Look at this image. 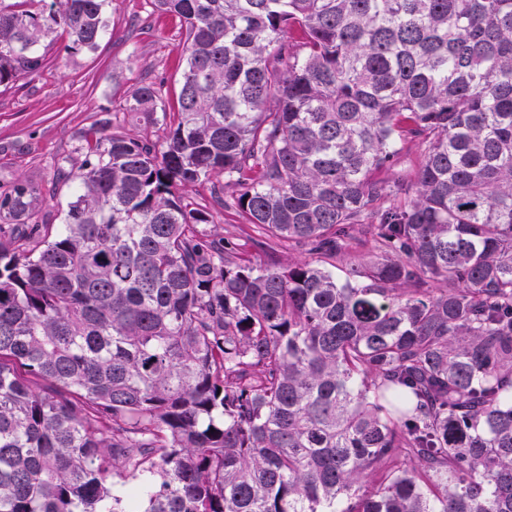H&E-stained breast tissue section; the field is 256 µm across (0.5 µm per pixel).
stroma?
Returning <instances> with one entry per match:
<instances>
[{"mask_svg":"<svg viewBox=\"0 0 512 512\" xmlns=\"http://www.w3.org/2000/svg\"><path fill=\"white\" fill-rule=\"evenodd\" d=\"M112 32L95 53L64 61L49 53L45 69L0 89V186L16 178L38 185L36 215L49 224L62 223L71 198L70 183H54L58 166L77 168L82 160L79 137L93 125L162 139L163 121L132 120L122 106L144 83L163 87L166 107H174L181 76L180 48L184 32L177 19L153 12L147 0H114ZM187 202L206 207L211 221L203 234L244 236L248 228L212 198L210 184L183 189Z\"/></svg>","mask_w":512,"mask_h":512,"instance_id":"obj_1","label":"stroma"}]
</instances>
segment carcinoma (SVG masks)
Listing matches in <instances>:
<instances>
[{
	"mask_svg": "<svg viewBox=\"0 0 512 512\" xmlns=\"http://www.w3.org/2000/svg\"><path fill=\"white\" fill-rule=\"evenodd\" d=\"M149 2L185 31L163 141L85 132L62 224L0 191V512H512V0ZM111 11L0 0V87ZM221 174L311 258L202 236L181 190Z\"/></svg>",
	"mask_w": 512,
	"mask_h": 512,
	"instance_id": "obj_1",
	"label": "carcinoma"
}]
</instances>
